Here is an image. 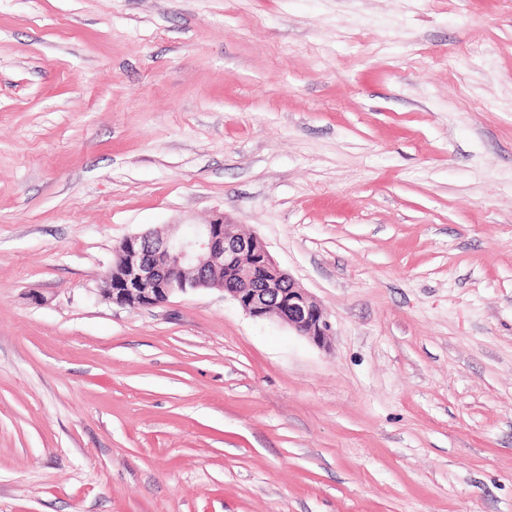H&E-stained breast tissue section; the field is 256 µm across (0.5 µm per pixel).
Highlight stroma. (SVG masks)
<instances>
[{"label": "stroma", "mask_w": 512, "mask_h": 512, "mask_svg": "<svg viewBox=\"0 0 512 512\" xmlns=\"http://www.w3.org/2000/svg\"><path fill=\"white\" fill-rule=\"evenodd\" d=\"M215 222L328 347L100 297ZM0 512H512V0H0Z\"/></svg>", "instance_id": "1"}]
</instances>
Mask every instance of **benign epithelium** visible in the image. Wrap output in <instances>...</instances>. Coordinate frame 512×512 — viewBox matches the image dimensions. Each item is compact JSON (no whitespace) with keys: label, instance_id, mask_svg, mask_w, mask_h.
Segmentation results:
<instances>
[{"label":"benign epithelium","instance_id":"1","mask_svg":"<svg viewBox=\"0 0 512 512\" xmlns=\"http://www.w3.org/2000/svg\"><path fill=\"white\" fill-rule=\"evenodd\" d=\"M113 253L99 295L118 306L152 308L177 293L215 287L250 317H274L314 345H328L327 311L279 266L260 238L239 236L228 224H197L175 237L135 233ZM217 269L227 273L222 282L210 278Z\"/></svg>","mask_w":512,"mask_h":512}]
</instances>
